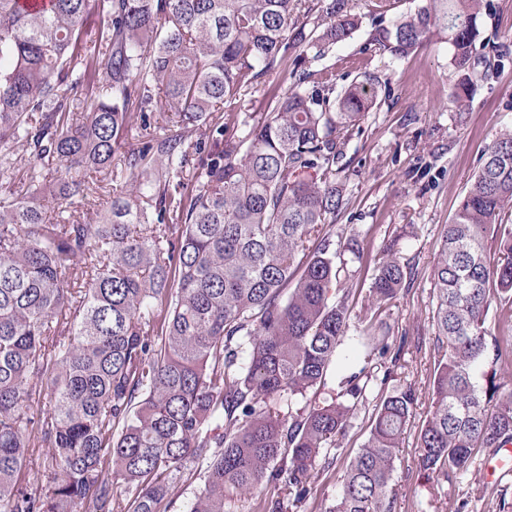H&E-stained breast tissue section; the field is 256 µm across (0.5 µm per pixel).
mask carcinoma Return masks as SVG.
Returning <instances> with one entry per match:
<instances>
[{"label":"carcinoma","mask_w":512,"mask_h":512,"mask_svg":"<svg viewBox=\"0 0 512 512\" xmlns=\"http://www.w3.org/2000/svg\"><path fill=\"white\" fill-rule=\"evenodd\" d=\"M486 7L424 0L386 25L394 0H374L364 49L399 60L446 40L449 103L464 112L504 59L481 39ZM91 9L106 30L86 27ZM361 24L356 0H0V167L17 144L30 156L28 196H0V512H169L186 471L202 481L187 512H233L238 494L271 485L298 503L377 384L367 441L327 512H392L414 394L385 389L389 332L361 330L366 365L319 398L353 323L340 272L362 259L355 229L333 240L348 205L338 160L382 81L367 73L338 94L336 75L304 64ZM83 44L103 71L74 123ZM266 76L281 83L270 111L240 116L242 92ZM153 106L203 129L190 176L182 135L148 132ZM90 172L112 192L95 216ZM509 206L511 131L481 158L433 270L441 355L418 456L429 478L512 443L498 376L512 339L486 326L493 304L512 305ZM396 246L372 276L379 308L405 288ZM36 448L52 453L38 462Z\"/></svg>","instance_id":"obj_1"}]
</instances>
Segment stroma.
<instances>
[{
  "mask_svg": "<svg viewBox=\"0 0 512 512\" xmlns=\"http://www.w3.org/2000/svg\"><path fill=\"white\" fill-rule=\"evenodd\" d=\"M485 32L496 33L509 55L496 77L479 82L470 111H450L454 74L450 47L440 38L397 61L363 52L371 16L353 39L326 51L314 69L344 81L370 72L387 76L391 92L365 114L344 147L347 209L333 226L335 235L357 229L363 239L361 271L343 279L360 321H385L406 343L394 368L395 381L415 393L406 438L392 478L393 512H512V475L488 477L486 466L499 458L486 448L463 476L440 485L417 468L416 436L430 411L435 366L432 268L446 224L469 190L479 159L500 132L512 130V0H487ZM398 238L403 262L412 275L407 290L379 312L369 309V287L384 243ZM370 409L359 410L341 439L342 451L331 465L317 467L310 493L296 512H326L334 501L345 467L366 441Z\"/></svg>",
  "mask_w": 512,
  "mask_h": 512,
  "instance_id": "stroma-1",
  "label": "stroma"
}]
</instances>
